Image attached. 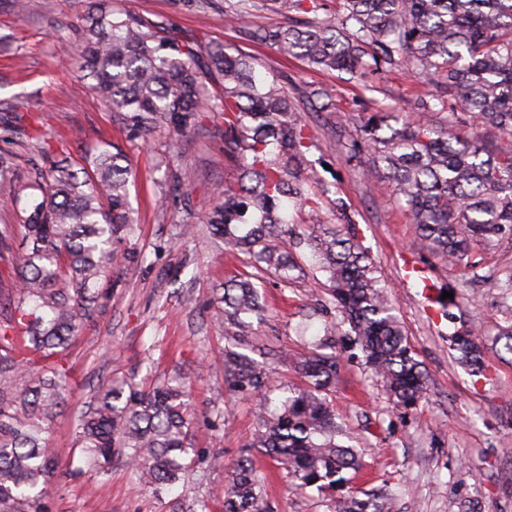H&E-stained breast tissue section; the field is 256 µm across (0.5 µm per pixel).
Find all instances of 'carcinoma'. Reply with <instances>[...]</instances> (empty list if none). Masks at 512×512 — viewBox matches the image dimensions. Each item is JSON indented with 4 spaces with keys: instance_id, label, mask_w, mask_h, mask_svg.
<instances>
[{
    "instance_id": "cac0c4a2",
    "label": "carcinoma",
    "mask_w": 512,
    "mask_h": 512,
    "mask_svg": "<svg viewBox=\"0 0 512 512\" xmlns=\"http://www.w3.org/2000/svg\"><path fill=\"white\" fill-rule=\"evenodd\" d=\"M285 15L314 12L316 0H271ZM334 18L249 31V40L273 47L317 70L351 75L405 70L441 89V110L452 101L495 134L487 144L448 113L434 120L422 105L413 117L378 110L360 116L368 167L381 171L410 214L416 232L446 265H468L473 246L512 232V0H338ZM249 0H224L232 24ZM82 35L73 58L81 81L109 111L121 115L131 136L147 140L156 128L183 135L203 112L224 115V156L239 177L215 195L205 224L209 233L286 283L297 262L288 252L294 218L306 230L297 241L326 274L328 295L348 325L347 336L384 383L393 401L409 410L426 396V369L415 358L385 281L357 240L345 204V226L328 222L312 206L313 177L304 175L310 149L305 124L288 94L257 69L254 57L198 39L139 15L100 7L78 18ZM324 112L336 111L331 93L305 95ZM13 144L39 137L23 125L0 124ZM136 172L121 150L106 144L82 163L32 165L20 222L0 226V260L7 262V303L0 305V512H48L47 490L68 473L49 447L48 423L65 405L69 349L104 306L133 263L137 218L129 202ZM18 179V155L0 150V186ZM26 252L12 255L16 234ZM266 312L248 279L224 285L212 318L239 342L252 319ZM458 360L483 370V352L470 336H454ZM316 342L295 359L306 387L273 399L271 368L229 347L224 376L229 390L260 402L251 449L284 466L300 488L343 487L346 470L359 468L356 449L340 440L328 394L341 363ZM182 385L146 388L131 380L101 386L76 416V447L87 470L108 473L121 460L136 484L163 494L183 485L197 464L222 465L191 440L192 419ZM266 477L251 456L242 457L224 485V512H264ZM395 498L378 489L366 500L339 499L336 512H394Z\"/></svg>"
}]
</instances>
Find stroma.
<instances>
[{"label": "stroma", "mask_w": 512, "mask_h": 512, "mask_svg": "<svg viewBox=\"0 0 512 512\" xmlns=\"http://www.w3.org/2000/svg\"><path fill=\"white\" fill-rule=\"evenodd\" d=\"M97 0H27L16 11L0 0V115L25 122L44 115L53 132L52 156L80 160L102 143L121 147L139 172L130 201L139 215L134 239L137 262L126 267L112 298L73 342L70 390L53 418L49 444L64 464L79 461L74 411L97 386L137 374L146 384L182 377L194 421L193 444L220 454L224 467L203 468L187 485V497L210 501L257 426L256 399L229 393L224 382V334L211 318V303L225 282L252 278L267 313L238 350L256 362L269 351L300 354L326 334L345 328L328 296L319 292L320 272L308 250H298L300 266L289 283L252 267L247 257L215 244L201 223L218 186L237 177L224 156V120L207 112L182 136L179 164L191 174L187 186L164 179L171 133L156 129L148 141L130 139L123 121L99 98L81 90L70 57L79 44V16ZM168 27L196 34L202 43L221 44L254 56L259 70L276 77L300 107L313 145L307 157L318 185L334 194H316L327 217L342 198L382 278L390 285L405 334L429 374L428 394L411 410L397 407L360 355L344 353L329 400L357 448L358 470L348 471L344 493L358 496L391 490L396 512H512V352L504 331L512 325V235L476 248L472 264L460 272L445 266L420 239L408 214L376 176L363 172L366 152L358 116L389 106L418 112L432 88L408 74L373 73L347 78L309 68L302 61L247 40L245 30L278 26L283 15L252 11L238 24L224 21V0L197 8L191 0H112ZM313 85L326 87L336 109L311 111L304 97ZM192 231L181 234V225ZM472 334L486 362L482 376L456 364L451 336ZM267 478V512H335L338 494L294 489L286 471L256 455ZM174 494L155 496L137 488L129 470L115 462L108 480L87 472L62 479L49 501L50 512H170Z\"/></svg>", "instance_id": "35a3bbf8"}]
</instances>
